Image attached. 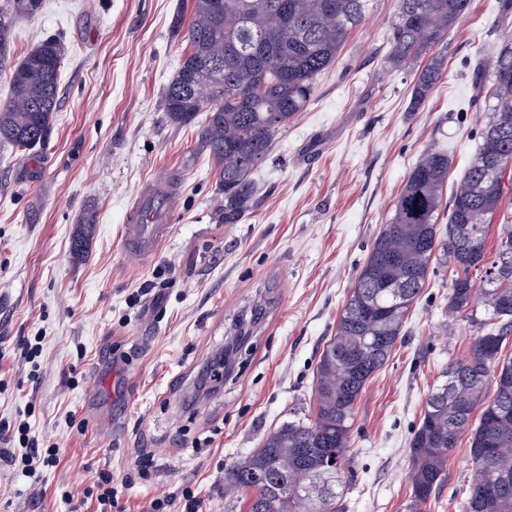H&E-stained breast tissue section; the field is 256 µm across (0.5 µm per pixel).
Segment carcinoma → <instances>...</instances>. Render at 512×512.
I'll return each instance as SVG.
<instances>
[{"label":"carcinoma","instance_id":"cac0c4a2","mask_svg":"<svg viewBox=\"0 0 512 512\" xmlns=\"http://www.w3.org/2000/svg\"><path fill=\"white\" fill-rule=\"evenodd\" d=\"M372 2L224 0L218 15L214 0H192L189 51L164 88L161 105L178 125L206 113L200 142L216 167L224 223H238L253 208V172L269 155L276 133L305 109L315 79L336 60ZM469 4L398 0L387 66L416 68L410 109L420 108L435 91L444 72L441 46ZM41 8L42 0H0V70L11 73L10 97L0 103V144L28 151L50 137L67 55L61 39L48 37L15 57L16 20ZM425 56L427 62L418 66ZM485 72L479 70L488 102L481 144L452 188L447 240H439L438 217L451 163L448 154L430 147L410 171L320 355L313 414L274 431L224 471V484L241 494L247 512H339L336 485L344 473H353L350 431L357 401L391 355L439 251L453 276L448 310L482 334L426 398L409 443L413 492L406 510L421 512L448 479V457L468 432L477 478L461 512H512V359L501 357L512 332V224L499 225L492 261L486 252L489 226L512 183V42L499 49L490 75ZM192 81L204 84V93ZM95 223L91 212L79 218L74 258L87 254ZM466 243L473 244V253L463 261L459 249ZM253 471L265 472L267 483L252 484Z\"/></svg>","mask_w":512,"mask_h":512}]
</instances>
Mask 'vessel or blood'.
Returning a JSON list of instances; mask_svg holds the SVG:
<instances>
[{"mask_svg":"<svg viewBox=\"0 0 512 512\" xmlns=\"http://www.w3.org/2000/svg\"><path fill=\"white\" fill-rule=\"evenodd\" d=\"M174 196L173 190H161L155 182L141 187L133 208L147 215L148 221L126 224L124 244L129 255L142 261L156 254L170 229Z\"/></svg>","mask_w":512,"mask_h":512,"instance_id":"1","label":"vessel or blood"}]
</instances>
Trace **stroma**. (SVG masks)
<instances>
[{
  "instance_id": "35a3bbf8",
  "label": "stroma",
  "mask_w": 512,
  "mask_h": 512,
  "mask_svg": "<svg viewBox=\"0 0 512 512\" xmlns=\"http://www.w3.org/2000/svg\"><path fill=\"white\" fill-rule=\"evenodd\" d=\"M183 3L43 0L15 23L16 56L48 35L69 54L45 147L0 145V424L28 421L60 451L33 478L0 461V512H97L86 491L104 471L112 512H246L225 468L311 413L321 352L410 170L434 146L459 178L481 143L476 69L512 38L502 0H471L441 49L440 84L413 112V71L384 64L397 0H374L254 172L253 209L227 224L199 123L171 124L161 107L186 48L172 30ZM168 179V237L151 260H132L130 204L144 181ZM86 211L96 222L78 263ZM450 279L434 264L362 391L340 512H406L411 435L478 333L448 317ZM35 337L31 364L19 341ZM239 338L218 387L197 393L202 365ZM468 448L460 439L424 512H459L476 476ZM96 219L92 212L84 213L78 220L77 224H80L79 230L74 235L72 240V254L74 258L80 260L85 257L88 249L89 241V229L95 224Z\"/></svg>"
}]
</instances>
